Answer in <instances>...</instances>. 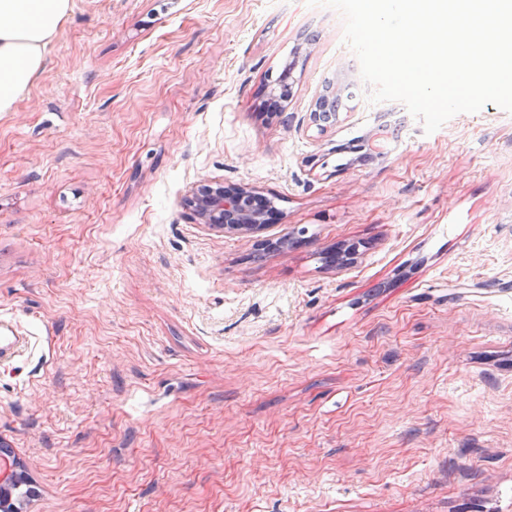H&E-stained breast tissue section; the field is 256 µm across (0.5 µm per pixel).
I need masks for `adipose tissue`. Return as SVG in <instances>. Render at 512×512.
Instances as JSON below:
<instances>
[{"label":"adipose tissue","mask_w":512,"mask_h":512,"mask_svg":"<svg viewBox=\"0 0 512 512\" xmlns=\"http://www.w3.org/2000/svg\"><path fill=\"white\" fill-rule=\"evenodd\" d=\"M72 6V0H0V113L16 111L43 72L46 49Z\"/></svg>","instance_id":"adipose-tissue-1"}]
</instances>
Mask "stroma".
Here are the masks:
<instances>
[{
    "instance_id": "35a3bbf8",
    "label": "stroma",
    "mask_w": 512,
    "mask_h": 512,
    "mask_svg": "<svg viewBox=\"0 0 512 512\" xmlns=\"http://www.w3.org/2000/svg\"><path fill=\"white\" fill-rule=\"evenodd\" d=\"M370 92L306 0H73L0 114V312L41 339L0 365L26 512H512V113L428 134ZM206 181L278 214L209 229Z\"/></svg>"
}]
</instances>
